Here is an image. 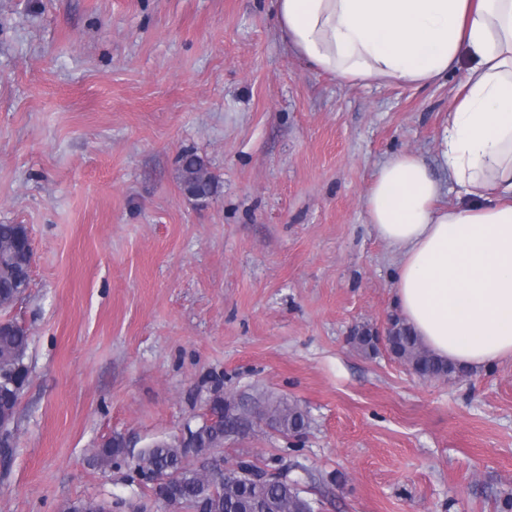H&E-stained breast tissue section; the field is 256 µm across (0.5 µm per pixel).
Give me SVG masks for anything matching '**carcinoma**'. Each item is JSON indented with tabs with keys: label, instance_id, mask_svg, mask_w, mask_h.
Segmentation results:
<instances>
[{
	"label": "carcinoma",
	"instance_id": "carcinoma-1",
	"mask_svg": "<svg viewBox=\"0 0 512 512\" xmlns=\"http://www.w3.org/2000/svg\"><path fill=\"white\" fill-rule=\"evenodd\" d=\"M179 179L184 189H196L198 198L216 192L214 176L204 160L192 151L179 158ZM25 233L22 224H0V308L20 298L13 280L17 268L26 260L22 251ZM351 342L365 354L378 350L369 330L357 332ZM27 349L28 335L21 326L14 324L0 331V424L8 430L15 418L16 399L28 378ZM386 349L421 378H449L456 372L455 366L433 356L400 320L396 333L387 337ZM229 411L230 404L224 398H215L210 404L209 418L192 431L196 445L157 443L139 455L135 464L137 474L154 484L157 496L187 512H315L302 490L273 465L261 467L241 459L224 467L221 449L224 437L233 429ZM275 417L288 433L300 434L308 427L307 415L298 406L278 407ZM191 452L196 458H205L212 468L214 491L210 494L197 470L188 466ZM125 455L122 442L109 439L96 450L94 460L100 466H112L120 464Z\"/></svg>",
	"mask_w": 512,
	"mask_h": 512
}]
</instances>
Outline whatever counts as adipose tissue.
<instances>
[{
	"mask_svg": "<svg viewBox=\"0 0 512 512\" xmlns=\"http://www.w3.org/2000/svg\"><path fill=\"white\" fill-rule=\"evenodd\" d=\"M284 43L351 83L426 86L465 66L437 179L404 152L374 174L369 224L392 251L399 312L423 343L480 371L512 362V0H271ZM459 198L441 204L445 191Z\"/></svg>",
	"mask_w": 512,
	"mask_h": 512,
	"instance_id": "1",
	"label": "adipose tissue"
}]
</instances>
